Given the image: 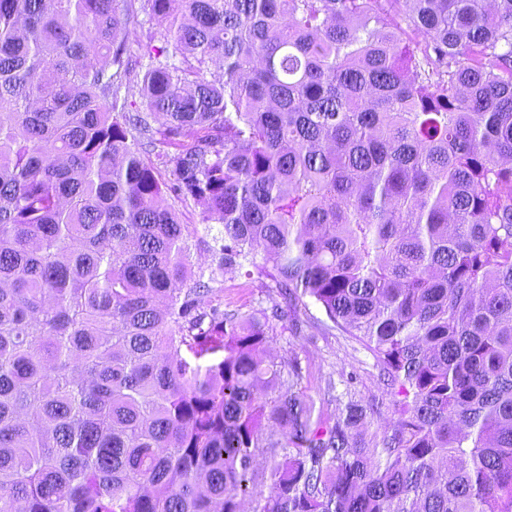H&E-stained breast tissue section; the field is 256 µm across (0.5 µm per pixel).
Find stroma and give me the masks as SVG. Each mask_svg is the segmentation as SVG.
Returning <instances> with one entry per match:
<instances>
[{"label": "stroma", "mask_w": 512, "mask_h": 512, "mask_svg": "<svg viewBox=\"0 0 512 512\" xmlns=\"http://www.w3.org/2000/svg\"><path fill=\"white\" fill-rule=\"evenodd\" d=\"M219 281L222 290L208 299V306L255 314L270 307L277 296L273 282L248 278L236 268L221 274ZM298 316L303 322V330L298 334L293 333L287 323L275 322L276 336L265 352L266 357L297 356L304 374L303 390L313 399L322 398L327 381L338 383L346 375L353 379L350 389L356 397L380 399L381 412L369 418L362 429L364 435H371L392 423V406L385 399L384 385L371 354L338 331L325 329L326 316L312 299H304Z\"/></svg>", "instance_id": "35a3bbf8"}]
</instances>
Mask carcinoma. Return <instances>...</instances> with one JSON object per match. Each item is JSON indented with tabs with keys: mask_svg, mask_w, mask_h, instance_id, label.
<instances>
[{
	"mask_svg": "<svg viewBox=\"0 0 512 512\" xmlns=\"http://www.w3.org/2000/svg\"><path fill=\"white\" fill-rule=\"evenodd\" d=\"M506 157L512 0H0V512H512ZM228 267L281 300L200 310ZM304 297L367 441L260 357ZM298 316L304 322L301 334L295 335L288 329V322H273L276 336L264 356L276 359L291 354L297 356L304 374L302 390L317 404L323 398L329 378L336 383V394L344 390L341 380L346 381L349 375L354 378L350 389L357 398L367 401L375 396L380 402L383 399L381 413L368 418L367 424L360 428L366 438L392 423L395 420L392 406L371 354L348 336L326 330L323 323L328 321L323 310L309 297L303 298Z\"/></svg>",
	"mask_w": 512,
	"mask_h": 512,
	"instance_id": "obj_1",
	"label": "carcinoma"
}]
</instances>
